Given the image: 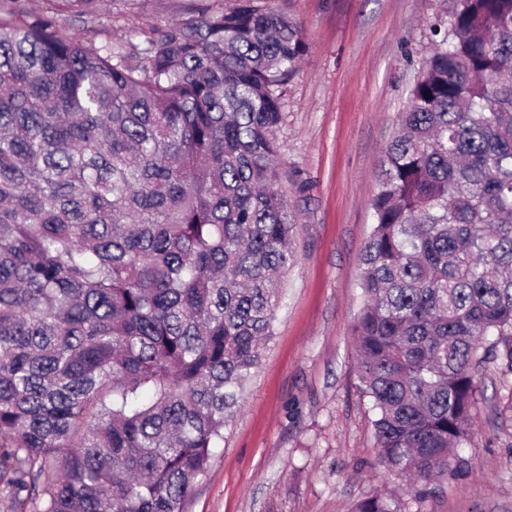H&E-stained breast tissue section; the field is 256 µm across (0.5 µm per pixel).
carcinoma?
Instances as JSON below:
<instances>
[{
    "label": "carcinoma",
    "mask_w": 512,
    "mask_h": 512,
    "mask_svg": "<svg viewBox=\"0 0 512 512\" xmlns=\"http://www.w3.org/2000/svg\"><path fill=\"white\" fill-rule=\"evenodd\" d=\"M61 2L95 18L103 0ZM259 2L99 46L0 0L14 512H183L241 406L294 259L277 131L308 51ZM370 207L355 370L380 463L426 487L462 469L481 363L512 371V0H457Z\"/></svg>",
    "instance_id": "obj_1"
}]
</instances>
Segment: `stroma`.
Segmentation results:
<instances>
[{"label": "stroma", "mask_w": 512, "mask_h": 512, "mask_svg": "<svg viewBox=\"0 0 512 512\" xmlns=\"http://www.w3.org/2000/svg\"><path fill=\"white\" fill-rule=\"evenodd\" d=\"M85 40H144L199 0H108L100 15L21 0ZM303 26L308 51L283 89L277 138L295 219L294 262L274 335L241 410L184 512H352L378 493L402 512H512V372L478 375V411L458 475L420 490L379 462L375 415L354 371L369 200L407 92L456 0H262Z\"/></svg>", "instance_id": "obj_1"}]
</instances>
